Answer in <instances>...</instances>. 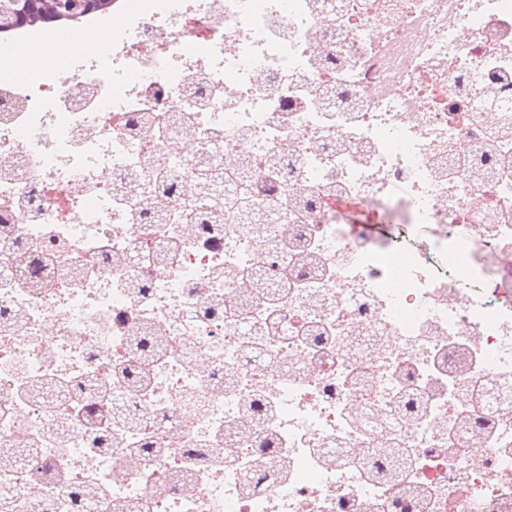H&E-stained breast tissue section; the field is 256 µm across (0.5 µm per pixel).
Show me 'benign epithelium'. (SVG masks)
<instances>
[{
  "instance_id": "obj_1",
  "label": "benign epithelium",
  "mask_w": 512,
  "mask_h": 512,
  "mask_svg": "<svg viewBox=\"0 0 512 512\" xmlns=\"http://www.w3.org/2000/svg\"><path fill=\"white\" fill-rule=\"evenodd\" d=\"M109 4L111 0H0V31L24 27L37 18L76 21Z\"/></svg>"
}]
</instances>
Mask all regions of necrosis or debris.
Masks as SVG:
<instances>
[{"label":"necrosis or debris","mask_w":512,"mask_h":512,"mask_svg":"<svg viewBox=\"0 0 512 512\" xmlns=\"http://www.w3.org/2000/svg\"><path fill=\"white\" fill-rule=\"evenodd\" d=\"M128 21L0 83L8 512H512V0Z\"/></svg>","instance_id":"necrosis-or-debris-1"}]
</instances>
